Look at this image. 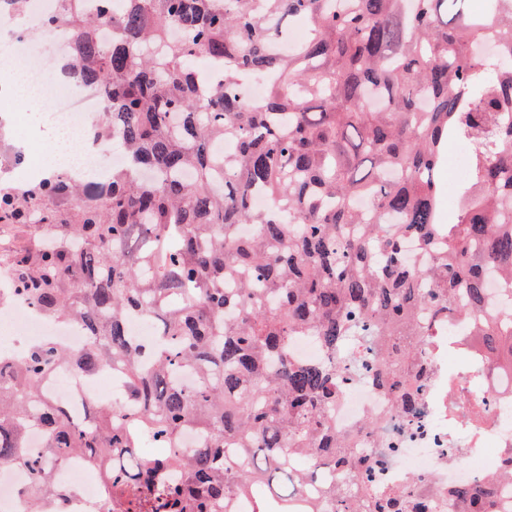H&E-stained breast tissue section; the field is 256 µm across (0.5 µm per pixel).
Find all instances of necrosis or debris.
Here are the masks:
<instances>
[{
  "label": "necrosis or debris",
  "mask_w": 512,
  "mask_h": 512,
  "mask_svg": "<svg viewBox=\"0 0 512 512\" xmlns=\"http://www.w3.org/2000/svg\"><path fill=\"white\" fill-rule=\"evenodd\" d=\"M4 36L25 60V80L37 91L49 94L54 107L50 118L62 137L85 141L89 118L102 106L99 94L91 86L47 70L48 55L63 57L74 48L67 25L46 35L42 53L17 30H6ZM0 326L9 339L5 351L16 359L35 342H51L72 350L87 342L81 324L54 322L23 301L0 310ZM475 347L473 324L460 319L440 321L437 335L424 337L417 364L426 369L427 377L418 411L412 416L395 409L392 394L380 388L373 376L342 381L333 412L336 431L352 435L353 450L373 461L378 490H407L425 501L429 512H456L453 490L466 483L486 482L493 491L492 512H512V481L489 478L501 460L512 455V370L494 369L480 382H470L461 354ZM45 389L54 401L74 410L92 401L118 408L125 405V377L118 369L108 371L100 380L82 377L73 369L56 371L47 375ZM459 389L469 402L482 404L487 410L482 432L469 437L460 450L448 443L449 437L467 432L463 420L448 408L449 394ZM376 417L382 420L380 435L363 432V424ZM53 479L68 492L65 512H100L101 481L80 456H71L66 464L55 468ZM28 483L24 468L0 466V512H32L24 493Z\"/></svg>",
  "instance_id": "obj_1"
}]
</instances>
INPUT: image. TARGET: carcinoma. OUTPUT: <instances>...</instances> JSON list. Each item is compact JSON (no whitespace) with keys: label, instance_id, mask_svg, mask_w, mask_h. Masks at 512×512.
Returning <instances> with one entry per match:
<instances>
[{"label":"carcinoma","instance_id":"1","mask_svg":"<svg viewBox=\"0 0 512 512\" xmlns=\"http://www.w3.org/2000/svg\"><path fill=\"white\" fill-rule=\"evenodd\" d=\"M49 32L78 44L66 73L98 89L91 137L126 165L107 180L57 173L0 187V224H32L29 243L0 259L14 294L44 316L79 322L80 351L32 345L0 352V465L26 468L34 512L61 495L51 470L71 455L97 468L110 512H314L288 493V460L316 471L371 472L336 433L340 361L367 365L410 414L425 371L412 342L430 335L421 309L474 323L470 380L512 368V307L494 313L489 283L512 294V8L501 0H127L97 13L57 0ZM301 18L296 51L275 54L282 22ZM182 37L175 38L173 29ZM269 78L248 105L240 77ZM236 152L218 151L224 140ZM472 145L454 224L436 219V173L448 146ZM261 193L270 205L253 206ZM255 232L244 237L239 227ZM414 239L426 259L409 262ZM149 317L137 344L126 322ZM314 335L325 357L290 359ZM125 371L127 406L88 404L84 419L42 394L50 369ZM193 373L185 383L183 374ZM471 430L485 415L450 401ZM37 429V453L27 435ZM192 431L199 447L183 438ZM164 453L141 464V448ZM459 512H490L486 487L455 490ZM339 512H415L412 499L363 484Z\"/></svg>","mask_w":512,"mask_h":512}]
</instances>
